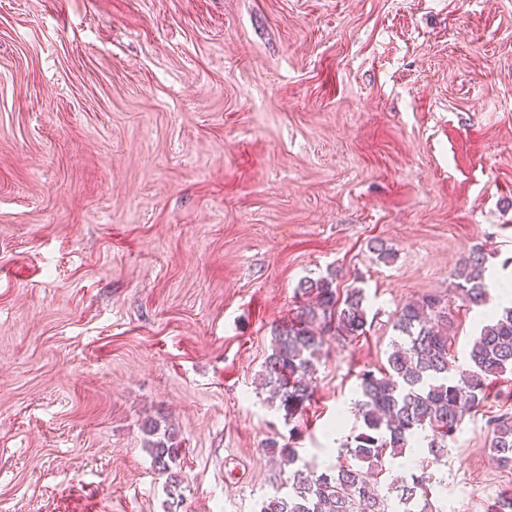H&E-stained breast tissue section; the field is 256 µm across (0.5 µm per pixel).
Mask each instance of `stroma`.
<instances>
[{
    "instance_id": "1",
    "label": "stroma",
    "mask_w": 512,
    "mask_h": 512,
    "mask_svg": "<svg viewBox=\"0 0 512 512\" xmlns=\"http://www.w3.org/2000/svg\"><path fill=\"white\" fill-rule=\"evenodd\" d=\"M475 251L512 283V0H0V512H258L289 430L258 375L298 284L366 296L299 421L323 468L405 303L442 297L466 361ZM509 409L512 372L430 468L446 512L512 484ZM485 257L481 252L470 254L456 275V292L472 307H484L489 301V288L485 282ZM490 447L499 465L512 468V415L505 412L490 421ZM142 431L147 436L145 448L152 458L154 470L166 476L170 487L176 489L182 483L181 475L176 470L182 448L174 441V433L168 427L161 429L160 421L155 419L145 421Z\"/></svg>"
}]
</instances>
